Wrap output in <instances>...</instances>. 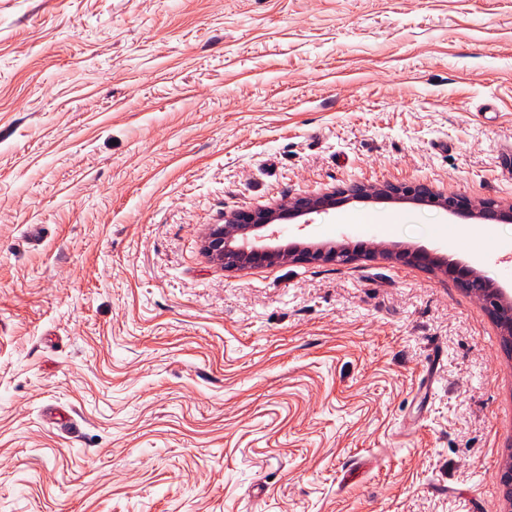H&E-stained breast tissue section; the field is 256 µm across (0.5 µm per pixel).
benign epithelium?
<instances>
[{
    "mask_svg": "<svg viewBox=\"0 0 512 512\" xmlns=\"http://www.w3.org/2000/svg\"><path fill=\"white\" fill-rule=\"evenodd\" d=\"M350 195L376 200H427L451 214L465 216L480 223H512L511 201L504 203L489 199L476 204L465 195L438 192L425 184L391 185L384 190L353 185L320 198L298 197L274 208L237 211L228 217L226 224L211 232L206 240V250L214 259L224 264L226 269L272 265L286 260L348 262L358 256L370 255L373 250L367 245L361 243L352 246L346 241L330 242L317 247L295 246L289 249L270 244V241L278 238L274 227L284 217L326 213L346 201ZM387 256L430 270L441 266L440 260L425 250L390 251ZM444 274L459 287L470 292L473 291V282L483 285L476 295L483 309L502 329L507 347L512 349V299L504 289L498 287L488 273L469 266L450 263L444 269Z\"/></svg>",
    "mask_w": 512,
    "mask_h": 512,
    "instance_id": "1",
    "label": "benign epithelium"
}]
</instances>
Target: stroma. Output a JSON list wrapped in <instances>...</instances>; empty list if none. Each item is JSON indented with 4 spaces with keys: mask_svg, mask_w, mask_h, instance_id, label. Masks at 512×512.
<instances>
[{
    "mask_svg": "<svg viewBox=\"0 0 512 512\" xmlns=\"http://www.w3.org/2000/svg\"><path fill=\"white\" fill-rule=\"evenodd\" d=\"M512 201V0H0V512H506L512 223L351 199L227 270L241 209ZM373 218L362 222L363 212ZM351 195L376 200L429 201L438 208L454 215L465 216L480 223H512V202L483 200L474 203L465 195L438 192L425 184L391 185L386 189L353 185L349 189L335 191L320 198L298 197L288 199L287 204L274 208L240 210L228 217L226 224L219 225L206 240L207 252L225 269H241L272 265L281 261L292 262H348L358 256L371 255L367 245L330 242L317 247L295 246L282 248L270 241L278 238L273 229L284 217L326 213ZM430 205L427 202H419ZM387 257L394 258L396 260H403L410 264H414L416 266L430 270L435 267H442L440 260L436 257H432L431 254L425 250H398L395 252L390 251L387 253ZM443 272L459 287L474 292L477 295L483 309L502 329L507 347L512 349L511 298H509L504 289L499 288L487 272L476 271L469 266L450 263ZM475 281L483 285L481 290L475 291L472 288Z\"/></svg>",
    "mask_w": 512,
    "mask_h": 512,
    "instance_id": "35a3bbf8",
    "label": "stroma"
}]
</instances>
